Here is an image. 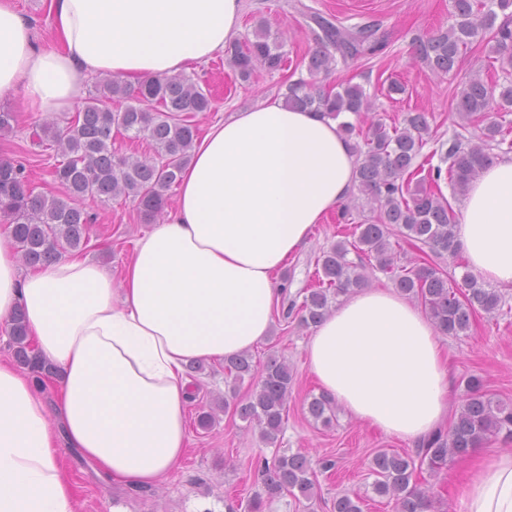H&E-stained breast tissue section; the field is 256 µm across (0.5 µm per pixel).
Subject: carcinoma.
<instances>
[{"mask_svg": "<svg viewBox=\"0 0 512 512\" xmlns=\"http://www.w3.org/2000/svg\"><path fill=\"white\" fill-rule=\"evenodd\" d=\"M452 23L447 29L413 43L414 54L432 71L450 74L460 56L474 41L491 45L494 61L507 76L504 83H490L476 74L461 88L456 112L460 127L476 126L481 116L494 107L512 106V0H452ZM310 20L316 49L306 64L310 75H327L341 63L383 47L377 29L362 25L347 29L313 13ZM287 58L281 45L270 40L265 22H260L252 40L243 47L230 48V63L247 81L258 70L280 71ZM127 102L113 110L109 102ZM210 89L182 73L148 78L131 87L117 77L104 79L82 109L63 128L40 126L32 130V143L42 146L49 139L61 160L53 176L65 188L60 196L34 191L31 172L22 162L0 160V217L12 224L14 239L24 262L43 266L59 258L61 250L86 246V230L92 217L78 206V200L93 196L106 202L119 195L137 200L141 219L153 222L168 205V191L179 183L190 150L197 140L194 118L212 110ZM290 109L307 110L333 119L348 113L355 122L344 121L347 135L362 136L364 146L354 145L360 157L356 181L358 190L371 204V215L354 225L353 240H341L322 252L316 261L318 286L306 291L298 308L303 325L316 326L329 312L333 296L346 295L366 285L363 270L370 264L391 274L395 287L417 300L436 329L451 336L466 334L478 312H495L501 297L484 287L470 272L463 273L464 291L448 286V275L438 260L455 256L454 209L441 191L448 182L455 195H464L471 180L490 162L492 148L507 144L512 131L490 123L477 137L457 133L440 155L447 164L429 166L427 177L412 181L425 163H417L422 149L432 139L430 125L422 112H408L402 124L387 125L370 120L375 103L358 84H346L334 91L303 79L292 82L284 95ZM130 139L145 137L154 156L139 159L120 154L112 145V130ZM397 225L401 235L423 252L425 258L410 267L396 265L397 256L389 242V226ZM355 252L357 261L348 259ZM15 344L16 361L33 372L49 374L52 367L34 352L28 341L22 312L9 327ZM224 371L233 382L254 378L252 356L244 352L224 361ZM293 375L288 364L270 359L246 400L234 404V413L253 425L262 442L274 446L283 432V414ZM468 394L446 429L439 428L418 442L414 454L380 450L372 459L373 491L395 500L397 512H426L428 490L416 480V472L432 470L465 456L484 440L501 433L512 438V404L481 392L476 377L466 382ZM333 402L321 395L308 403L310 416L328 425ZM255 467L264 476L262 491L248 503L249 512H262L264 498L288 494L294 499H312L316 494V470L335 469L332 459L311 462L305 455L275 449L271 457H259ZM331 512H361L360 499L336 497Z\"/></svg>", "mask_w": 512, "mask_h": 512, "instance_id": "obj_1", "label": "carcinoma"}]
</instances>
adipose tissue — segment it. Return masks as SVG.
<instances>
[{"label": "adipose tissue", "mask_w": 512, "mask_h": 512, "mask_svg": "<svg viewBox=\"0 0 512 512\" xmlns=\"http://www.w3.org/2000/svg\"><path fill=\"white\" fill-rule=\"evenodd\" d=\"M59 43L35 49L0 0V94L69 111L93 74L162 78L223 51L240 0H50ZM359 158L339 120L265 99L212 123L180 177L176 206L141 237L120 277L79 257L21 274L0 226V325L23 311L59 372L48 408L35 381L0 361V512H76L61 447L106 484L151 486L181 460L193 359L253 349L272 330L278 274L349 196ZM456 240L483 280L512 286V159L481 171ZM320 393L352 417L414 442L446 418L453 378L429 317L389 288H364L314 329ZM463 512H512V453L478 456Z\"/></svg>", "instance_id": "obj_1"}]
</instances>
